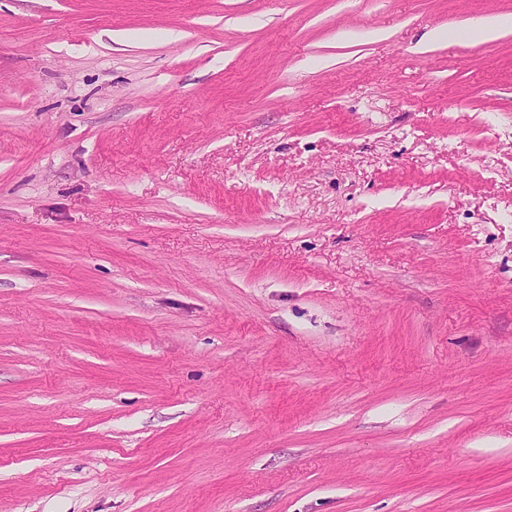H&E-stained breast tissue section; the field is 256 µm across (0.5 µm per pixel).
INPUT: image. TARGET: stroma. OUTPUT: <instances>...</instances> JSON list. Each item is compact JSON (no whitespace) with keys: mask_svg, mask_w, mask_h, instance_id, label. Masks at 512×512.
<instances>
[{"mask_svg":"<svg viewBox=\"0 0 512 512\" xmlns=\"http://www.w3.org/2000/svg\"><path fill=\"white\" fill-rule=\"evenodd\" d=\"M512 0H0V512H512ZM511 27V19L505 17H491L472 24L468 35L477 40H489L496 37L503 30Z\"/></svg>","mask_w":512,"mask_h":512,"instance_id":"obj_1","label":"stroma"}]
</instances>
